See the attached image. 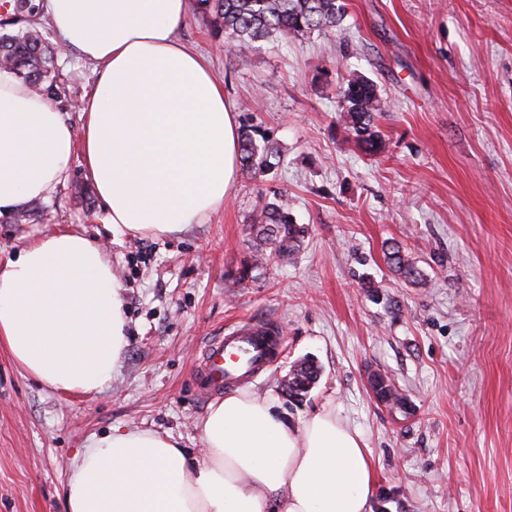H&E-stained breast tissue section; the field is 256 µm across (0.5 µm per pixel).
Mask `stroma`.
Listing matches in <instances>:
<instances>
[{"label": "stroma", "mask_w": 512, "mask_h": 512, "mask_svg": "<svg viewBox=\"0 0 512 512\" xmlns=\"http://www.w3.org/2000/svg\"><path fill=\"white\" fill-rule=\"evenodd\" d=\"M343 2L335 34L243 52L189 10L179 36L209 57L239 127L283 150L268 175L238 174L203 223L115 235L94 189L77 191L78 154L37 220L0 216V263L55 231L94 240L130 318L100 395L57 393L0 347V512H65L75 452L116 427L167 431L199 452L213 397L195 367L226 326L253 320L279 327L283 342L244 390L275 398L289 425L328 405L358 428L373 512H512V0ZM57 65L66 94L56 106L77 130L93 67L70 53ZM355 74L389 106L371 154L339 118L337 89ZM274 188L287 191L305 242L294 260L268 259L238 281L252 259L246 217ZM391 243L417 261L421 283L390 271ZM306 358L321 376L297 403L279 382ZM376 372L412 415L375 401Z\"/></svg>", "instance_id": "obj_1"}]
</instances>
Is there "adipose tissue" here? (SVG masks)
<instances>
[{
	"label": "adipose tissue",
	"mask_w": 512,
	"mask_h": 512,
	"mask_svg": "<svg viewBox=\"0 0 512 512\" xmlns=\"http://www.w3.org/2000/svg\"><path fill=\"white\" fill-rule=\"evenodd\" d=\"M63 49L95 63L82 135L0 70V215L48 197L83 152L117 233L202 223L235 183L239 129L208 61L177 36L188 0H45ZM0 345L61 394L105 391L129 346L121 288L87 236L36 238L0 267ZM201 457L172 434L116 428L79 449L66 512H372L361 433L325 406L291 426L273 398L235 391L201 421Z\"/></svg>",
	"instance_id": "ef3b65f1"
}]
</instances>
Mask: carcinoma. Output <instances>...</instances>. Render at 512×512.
<instances>
[{
  "mask_svg": "<svg viewBox=\"0 0 512 512\" xmlns=\"http://www.w3.org/2000/svg\"><path fill=\"white\" fill-rule=\"evenodd\" d=\"M10 4L0 15V61L4 68L50 99L58 96L56 84L57 57L48 39V22L39 0H5ZM197 10L211 18L216 35L224 36L228 45L238 50H257L278 38L305 40L312 35L327 36L344 20V5L338 0H197ZM341 114L352 128L355 141L364 150L378 149L375 120L386 111V102L376 85L368 78L354 75L339 86ZM242 170L257 176L271 171L281 161L280 148L270 139L256 137L250 129L242 131L239 141ZM255 262L262 261L265 252L281 260H292L300 252L305 227L297 224L289 210L288 195L279 192L261 202L247 216ZM385 259L389 267L410 283L422 274L416 262L393 245ZM319 367L306 360L302 367H293L288 385L283 387L288 397L299 400L315 383Z\"/></svg>",
  "mask_w": 512,
  "mask_h": 512,
  "instance_id": "obj_1",
  "label": "carcinoma"
}]
</instances>
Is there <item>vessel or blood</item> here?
Returning <instances> with one entry per match:
<instances>
[{
    "instance_id": "1",
    "label": "vessel or blood",
    "mask_w": 512,
    "mask_h": 512,
    "mask_svg": "<svg viewBox=\"0 0 512 512\" xmlns=\"http://www.w3.org/2000/svg\"><path fill=\"white\" fill-rule=\"evenodd\" d=\"M282 338L268 325L242 322L212 339L197 366L203 392H220L257 377L276 358Z\"/></svg>"
}]
</instances>
